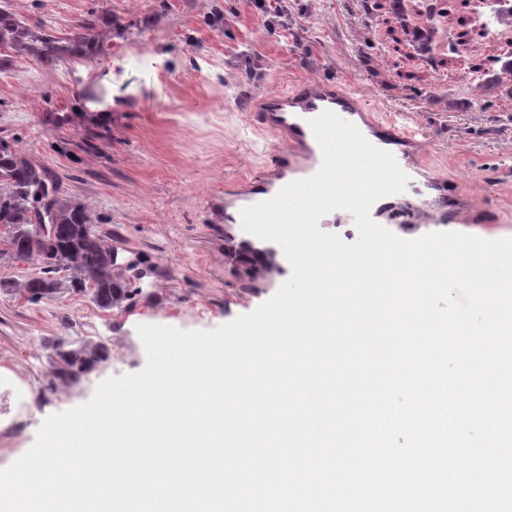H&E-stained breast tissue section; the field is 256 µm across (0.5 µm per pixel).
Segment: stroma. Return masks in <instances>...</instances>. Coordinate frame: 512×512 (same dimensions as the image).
<instances>
[{
    "instance_id": "1",
    "label": "stroma",
    "mask_w": 512,
    "mask_h": 512,
    "mask_svg": "<svg viewBox=\"0 0 512 512\" xmlns=\"http://www.w3.org/2000/svg\"><path fill=\"white\" fill-rule=\"evenodd\" d=\"M268 27L252 0H11L31 24L66 31L89 9L123 18L94 62L48 69L11 55L0 69V139L47 169L60 197L82 202L103 239L146 275L141 293L109 311L56 275L52 298L27 301L19 286L38 260L0 258V378L26 394L18 416L0 396V469L33 445L50 415L86 403L103 380L143 369L137 328L211 330L274 294L243 264L224 262L216 200L259 173L281 142L253 116L261 99L296 81L355 83L387 117L417 129L414 158L454 173L462 206L479 222L458 233L512 238V98L501 91L512 28L466 0H413L406 21L366 17L361 0H276ZM222 26L209 27L214 11ZM155 17L142 29L135 21ZM431 30L426 62L402 26ZM469 31L466 52L451 33ZM69 123L46 125V112ZM103 345L108 358L74 383L55 378L58 344Z\"/></svg>"
}]
</instances>
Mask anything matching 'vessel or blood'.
Instances as JSON below:
<instances>
[{
	"instance_id": "obj_1",
	"label": "vessel or blood",
	"mask_w": 512,
	"mask_h": 512,
	"mask_svg": "<svg viewBox=\"0 0 512 512\" xmlns=\"http://www.w3.org/2000/svg\"><path fill=\"white\" fill-rule=\"evenodd\" d=\"M326 110L353 123L370 143L390 152L409 177L404 192L383 197L373 204L370 216L374 222L384 227L397 225L404 233L464 219L456 197L455 176L432 172L422 175L411 164L406 147L414 142L415 132L408 124L369 114L362 95L356 90L316 81L298 83L290 90L267 95L258 113L260 125L278 133L283 147L273 154L261 173L246 180L236 191L225 194L221 208L227 244L225 260L249 254L257 266L266 267L264 280L271 288L289 278L291 266L276 243L243 230L240 211L272 198L288 183L318 172L322 152L309 121Z\"/></svg>"
}]
</instances>
